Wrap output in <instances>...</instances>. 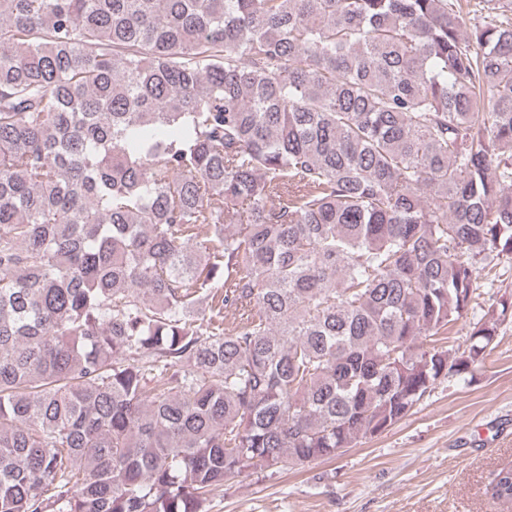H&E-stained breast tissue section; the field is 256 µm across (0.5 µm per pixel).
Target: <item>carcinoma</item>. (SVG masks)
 I'll use <instances>...</instances> for the list:
<instances>
[{
	"label": "carcinoma",
	"instance_id": "1",
	"mask_svg": "<svg viewBox=\"0 0 512 512\" xmlns=\"http://www.w3.org/2000/svg\"><path fill=\"white\" fill-rule=\"evenodd\" d=\"M490 2L0 0V512H208L485 360L512 320L478 285L512 261ZM476 309L464 349L418 344Z\"/></svg>",
	"mask_w": 512,
	"mask_h": 512
}]
</instances>
